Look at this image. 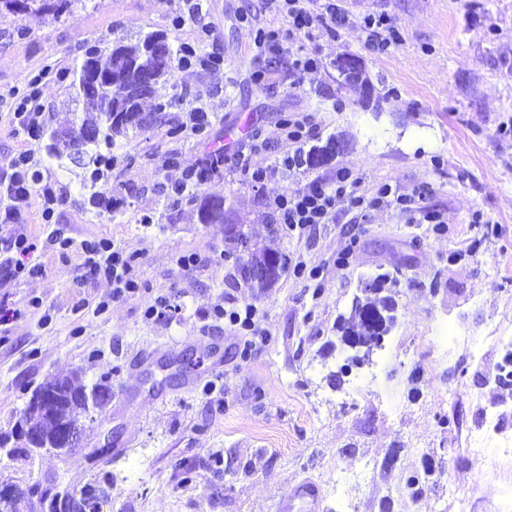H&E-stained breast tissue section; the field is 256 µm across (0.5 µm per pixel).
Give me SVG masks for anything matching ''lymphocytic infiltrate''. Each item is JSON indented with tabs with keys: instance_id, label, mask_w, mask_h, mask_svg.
<instances>
[{
	"instance_id": "obj_1",
	"label": "lymphocytic infiltrate",
	"mask_w": 512,
	"mask_h": 512,
	"mask_svg": "<svg viewBox=\"0 0 512 512\" xmlns=\"http://www.w3.org/2000/svg\"><path fill=\"white\" fill-rule=\"evenodd\" d=\"M271 8L283 20L280 26L258 27L254 44L259 50L280 51L292 48L302 39L322 33L337 39L349 23V17L338 0H269ZM365 36L366 47L378 56L392 54L404 41L401 28L388 13H369L359 23ZM42 112L39 104L37 82H30L27 92L15 103L11 114L15 135L34 137L41 127ZM313 129L310 116H294L282 125L286 150L281 151L275 167L250 169L252 183L264 184L274 172L293 173L301 167V156L294 144L308 137ZM33 157L22 151L13 156L6 168H0V284L18 281L28 276L25 257L33 250L34 243L23 222V211L32 197L42 201L44 223H57L58 196L51 182L32 170ZM389 187H381L376 197L368 199L358 195L355 182L348 171H338L329 181L314 179L310 188L291 196H281L270 202L269 207L284 230L291 234H304L319 224H330L339 208L367 209L386 203L391 197ZM395 197V196H392ZM402 206L409 205L410 197H395ZM85 267L112 286L111 302L118 303L139 294L140 286L134 275V257L121 246L106 239L86 240L79 245ZM216 320L227 321L240 336L241 355H251L263 345L267 336L259 328L256 312L251 306L214 309Z\"/></svg>"
}]
</instances>
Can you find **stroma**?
I'll return each instance as SVG.
<instances>
[{
  "label": "stroma",
  "mask_w": 512,
  "mask_h": 512,
  "mask_svg": "<svg viewBox=\"0 0 512 512\" xmlns=\"http://www.w3.org/2000/svg\"><path fill=\"white\" fill-rule=\"evenodd\" d=\"M342 5L352 28L336 40L299 42L294 53L322 63L297 80L290 54L254 46L257 26L282 22L267 0H204L202 23L181 26L173 19L182 0H75L57 17L0 0V167L29 151L60 196L57 224L42 223L35 198L24 214L39 273L0 288L7 313L0 334L9 338L0 344V435L11 433L38 385L77 373L114 393L105 411L85 420V448L107 441L120 451L105 465L83 453L28 458L0 450V490H21L12 512H34L31 488L53 483L108 487L103 512H277L304 480L317 484L320 512H512V383L500 378L502 353L481 343L491 327L512 336V0ZM377 12L403 29V44L389 56L372 54L355 26ZM151 32L176 47L219 52L224 64L176 68L157 86L156 98L170 105L167 122L115 140V202L96 204L89 169L48 161V132L81 109L69 85L87 48L105 34L134 41ZM342 55L361 61L373 99L340 78L333 63ZM43 70L41 129L15 136L13 97ZM195 109L208 123L193 136ZM297 112L314 124L300 154L332 138L339 151L254 186L246 164L273 162L281 124ZM218 148L224 174L200 190L243 215L340 170L368 198L385 185L426 194L408 210L342 209L334 223L300 236L252 225L254 238L290 265L273 288L257 292L232 281L223 225L167 206L169 181ZM424 211L442 223H419ZM54 230L74 249L47 247ZM102 237L135 253L145 294L109 303L110 285L84 267L78 249ZM191 254L196 264L180 266ZM300 262L306 275L293 271ZM380 275L396 301V324L370 363L348 366L335 384L331 374L348 356L334 345L338 317L362 283ZM161 296L172 311L146 318V299ZM33 297L42 308L28 307ZM243 304L268 334L246 358L213 317L215 306ZM444 323L480 343L478 359L464 348L439 358L431 340ZM203 336L224 351L223 387L211 395L202 392L212 378ZM491 408L501 416L489 427ZM484 430V447L474 449L471 435ZM426 467L431 479L409 495L406 478Z\"/></svg>",
  "instance_id": "35a3bbf8"
}]
</instances>
